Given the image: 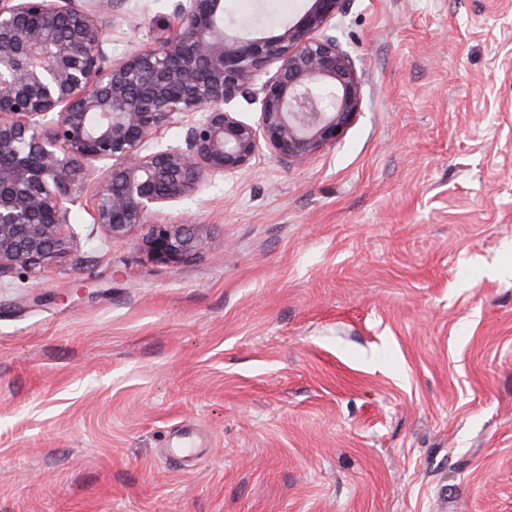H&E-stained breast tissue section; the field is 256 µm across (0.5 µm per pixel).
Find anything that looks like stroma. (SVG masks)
I'll return each instance as SVG.
<instances>
[{
	"instance_id": "35a3bbf8",
	"label": "stroma",
	"mask_w": 512,
	"mask_h": 512,
	"mask_svg": "<svg viewBox=\"0 0 512 512\" xmlns=\"http://www.w3.org/2000/svg\"><path fill=\"white\" fill-rule=\"evenodd\" d=\"M176 3L104 9L108 57ZM328 31L360 113L153 213L202 253L109 240L85 196L77 249L0 276V512H512V0H343Z\"/></svg>"
}]
</instances>
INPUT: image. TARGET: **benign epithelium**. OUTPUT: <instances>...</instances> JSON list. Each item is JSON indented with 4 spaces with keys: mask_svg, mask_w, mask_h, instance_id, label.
<instances>
[{
    "mask_svg": "<svg viewBox=\"0 0 512 512\" xmlns=\"http://www.w3.org/2000/svg\"><path fill=\"white\" fill-rule=\"evenodd\" d=\"M341 2L309 0L268 35L228 30L224 0H179L153 44L107 64L97 4L0 0V275L73 249L71 206L91 183L110 240L148 225V254L178 264L205 248L201 225L157 224L154 210L264 147L288 163L339 143L363 101L326 33ZM239 96L259 100L257 124L227 108ZM179 122L184 141L161 144Z\"/></svg>",
    "mask_w": 512,
    "mask_h": 512,
    "instance_id": "7a95c632",
    "label": "benign epithelium"
}]
</instances>
